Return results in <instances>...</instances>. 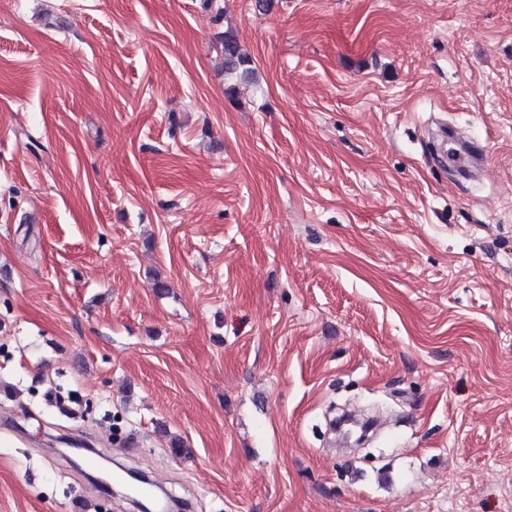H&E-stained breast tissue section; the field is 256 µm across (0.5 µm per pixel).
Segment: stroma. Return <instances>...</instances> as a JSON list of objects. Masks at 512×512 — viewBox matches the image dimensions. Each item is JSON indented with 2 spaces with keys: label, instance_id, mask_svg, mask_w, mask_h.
Instances as JSON below:
<instances>
[{
  "label": "stroma",
  "instance_id": "1",
  "mask_svg": "<svg viewBox=\"0 0 512 512\" xmlns=\"http://www.w3.org/2000/svg\"><path fill=\"white\" fill-rule=\"evenodd\" d=\"M4 421L0 512H130L44 454L117 425L191 512H501L512 0H0ZM221 49L224 56V72L233 81L225 89V94L233 98L237 94V86L247 82L254 72V68L251 58L244 52L235 31H224L221 38Z\"/></svg>",
  "mask_w": 512,
  "mask_h": 512
}]
</instances>
